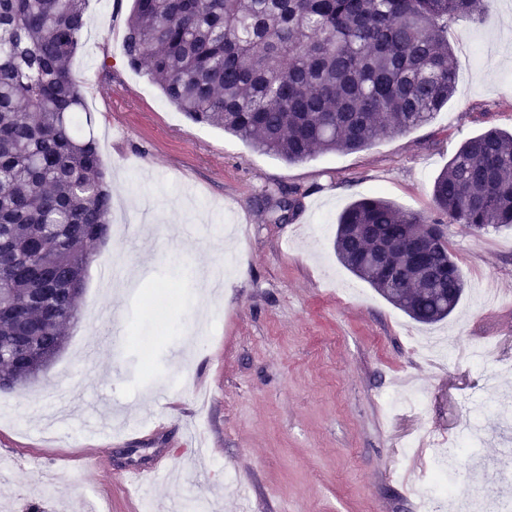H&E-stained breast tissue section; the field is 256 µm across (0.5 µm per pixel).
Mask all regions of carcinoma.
<instances>
[{"instance_id":"obj_1","label":"carcinoma","mask_w":512,"mask_h":512,"mask_svg":"<svg viewBox=\"0 0 512 512\" xmlns=\"http://www.w3.org/2000/svg\"><path fill=\"white\" fill-rule=\"evenodd\" d=\"M87 0H0V395L66 344L112 193L72 77ZM487 0H133L124 51L187 118L297 163L429 124L453 95L448 24ZM433 212L346 207L342 265L413 320L458 305L449 224L512 226V133L466 140L435 179ZM282 190L274 221L290 219Z\"/></svg>"}]
</instances>
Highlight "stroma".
I'll use <instances>...</instances> for the list:
<instances>
[{
	"mask_svg": "<svg viewBox=\"0 0 512 512\" xmlns=\"http://www.w3.org/2000/svg\"><path fill=\"white\" fill-rule=\"evenodd\" d=\"M131 7L88 0L72 64L123 231L89 264L62 353L0 398V512H167L191 498L197 512H422L409 481L437 462L414 443L460 441L474 404L483 442L455 458L438 506L459 512L497 486L512 446L499 408L512 393V227L449 225L465 288L435 325L347 270L335 235L359 199L430 212L466 139L512 132V0L449 27L456 89L430 124L299 163L178 112L128 63ZM288 188L300 206L274 222ZM484 277L496 304L479 299ZM158 303L171 331L146 356ZM168 457L171 474L144 489L122 478Z\"/></svg>",
	"mask_w": 512,
	"mask_h": 512,
	"instance_id": "obj_1",
	"label": "stroma"
}]
</instances>
